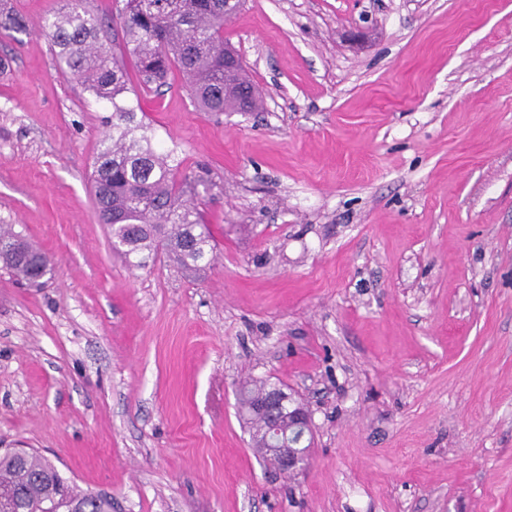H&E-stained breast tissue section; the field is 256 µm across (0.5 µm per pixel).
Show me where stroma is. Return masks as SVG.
<instances>
[{
	"label": "stroma",
	"instance_id": "stroma-1",
	"mask_svg": "<svg viewBox=\"0 0 512 512\" xmlns=\"http://www.w3.org/2000/svg\"><path fill=\"white\" fill-rule=\"evenodd\" d=\"M0 33V454L28 448L112 512H512V0H246L224 25L259 112L142 95L214 184L209 266L132 267L89 180L112 106L11 0ZM308 407L280 473L238 404ZM14 240L15 249L12 255L5 256V265L12 269L19 277L27 282H36L33 280L35 273H31L29 266L32 265L29 255L39 253L40 250L27 241L21 234L12 231V229L2 230L0 227V241Z\"/></svg>",
	"mask_w": 512,
	"mask_h": 512
}]
</instances>
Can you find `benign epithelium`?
<instances>
[{
    "label": "benign epithelium",
    "mask_w": 512,
    "mask_h": 512,
    "mask_svg": "<svg viewBox=\"0 0 512 512\" xmlns=\"http://www.w3.org/2000/svg\"><path fill=\"white\" fill-rule=\"evenodd\" d=\"M251 413L268 421L264 432L268 462L281 472L303 468L308 460L306 443L312 435L311 416L304 404L287 390L272 386L252 402ZM283 417L288 418L286 439L278 430Z\"/></svg>",
    "instance_id": "7a95c632"
}]
</instances>
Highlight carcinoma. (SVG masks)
Listing matches in <instances>:
<instances>
[{
  "instance_id": "obj_1",
  "label": "carcinoma",
  "mask_w": 512,
  "mask_h": 512,
  "mask_svg": "<svg viewBox=\"0 0 512 512\" xmlns=\"http://www.w3.org/2000/svg\"><path fill=\"white\" fill-rule=\"evenodd\" d=\"M41 24L60 70L80 81L94 97L112 105V126L92 162L91 190L99 223L110 225L112 247L133 266L144 254H165L182 268L195 270L213 258L210 228L194 199L212 188L201 175L177 178L180 162L173 151L152 141L137 118V91L129 86L126 60L133 61L140 88L167 85L178 70L194 106L216 116L256 112L262 97L244 67L224 68L226 0H113L120 20L121 50L107 44L112 18L99 17L83 0H56ZM26 17L0 5V30H21ZM15 242L5 265L33 281L29 256L39 252L21 234L0 229V241ZM54 496L80 497L89 512H112V500L79 492L56 466L36 453L18 461L0 455V512H45Z\"/></svg>"
}]
</instances>
